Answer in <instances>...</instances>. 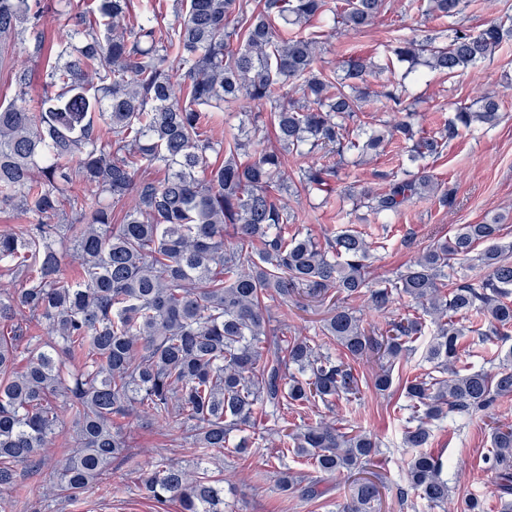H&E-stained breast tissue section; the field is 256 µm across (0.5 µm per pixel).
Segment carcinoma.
<instances>
[{"instance_id": "obj_1", "label": "carcinoma", "mask_w": 512, "mask_h": 512, "mask_svg": "<svg viewBox=\"0 0 512 512\" xmlns=\"http://www.w3.org/2000/svg\"><path fill=\"white\" fill-rule=\"evenodd\" d=\"M40 2L0 0V43L42 53ZM93 2L92 20L66 16L71 31L45 71L47 91L0 106V213L25 221L0 231V263L21 281L0 292V491L15 487L19 470L46 462L63 413L73 424L69 450L47 471L62 501L126 454L125 429L142 413L176 422L205 458L248 457V440L231 434L253 425L257 410L283 420L309 405L330 413L338 402L352 406L361 383L352 363L377 359L374 388L384 392L396 364L427 336L430 369L403 387V445L414 452L400 494L445 507L444 464L424 451L432 425L478 416L490 427L485 463L500 509L512 512V423L494 417L496 401L512 395V347L493 371L460 364L470 334L486 342L512 330V243L497 242L501 224H463L378 280L372 234L334 228L319 238L283 200L331 193L349 154L378 155L398 138L411 143L414 169L381 175L379 192L346 189L344 197L376 215L437 193L453 204L454 191L439 193L427 161L473 125H497L502 103L487 94L475 108L457 104L439 131L418 138L405 78L418 65L454 75L486 61L512 37V16L477 32L452 24L396 40L380 70L408 67L374 93L371 63L357 56L340 72L325 68L306 26L362 29L384 0H181L163 28L154 14L131 17L130 0ZM412 6L451 19L465 0ZM30 81L27 69L11 70L19 95ZM373 93L397 120L362 141L350 124ZM243 102L270 107L276 145L254 156L250 148L265 139L258 115L250 130H230L219 143L205 133ZM288 153L333 162L301 167L288 183ZM68 252L79 260L74 281L64 278ZM404 296L413 312L369 328L350 307L365 298L383 315ZM308 303L327 308L323 323L311 336L288 337L280 311ZM38 327L43 334H30ZM279 441V460L291 453L310 470L281 471L278 487L306 501L379 448L333 417L289 422ZM139 489L180 512H224V486L206 468L192 475L161 457L140 473ZM379 498L377 483L357 480L340 512H375Z\"/></svg>"}]
</instances>
